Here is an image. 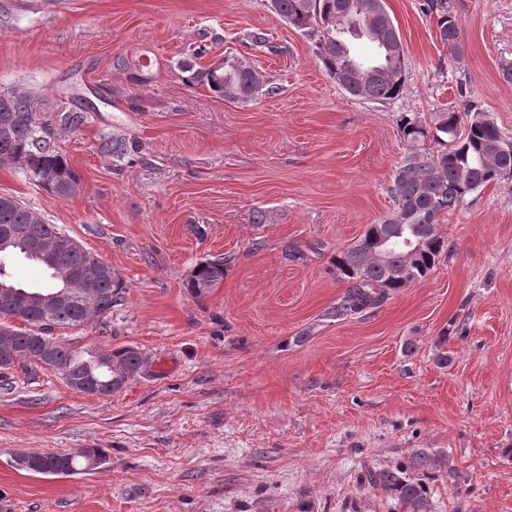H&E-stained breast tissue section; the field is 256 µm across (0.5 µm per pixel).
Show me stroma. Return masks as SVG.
<instances>
[{"label": "stroma", "mask_w": 512, "mask_h": 512, "mask_svg": "<svg viewBox=\"0 0 512 512\" xmlns=\"http://www.w3.org/2000/svg\"><path fill=\"white\" fill-rule=\"evenodd\" d=\"M422 2L385 0L406 87L371 101L268 0H0V90L33 98L82 178L62 199L0 164V194L120 284L111 313L66 342L151 359L105 397L30 362L0 373V512H407L361 477L419 452L431 512H512V181L442 218L448 253L428 279L332 314L348 287L334 259L394 209L400 114L467 101L512 136V0H461L456 66ZM202 41L272 94L189 85L181 65ZM106 136L140 151L114 164ZM224 255L223 283L188 295L197 262ZM57 448L106 458L62 477L15 464Z\"/></svg>", "instance_id": "stroma-1"}]
</instances>
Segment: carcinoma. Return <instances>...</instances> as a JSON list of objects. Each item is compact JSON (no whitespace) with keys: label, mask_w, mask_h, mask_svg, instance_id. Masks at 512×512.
Returning <instances> with one entry per match:
<instances>
[{"label":"carcinoma","mask_w":512,"mask_h":512,"mask_svg":"<svg viewBox=\"0 0 512 512\" xmlns=\"http://www.w3.org/2000/svg\"><path fill=\"white\" fill-rule=\"evenodd\" d=\"M424 11L436 18L440 41L448 48L456 64L464 58L455 6L450 0H424ZM274 13L302 31L326 73L349 95L367 100L396 99L406 82V53L400 34L387 13L383 0H277ZM353 16L363 26L362 38L376 47L373 59H361L352 52L351 43L340 32L343 20ZM188 82L207 87L214 94L248 101L263 92L264 83L251 65L238 58L224 59V66L195 68L186 63ZM400 138L406 153L396 166L389 193L395 209L387 221L368 225L359 240L336 259L339 276L349 288L333 310L336 317L360 313L382 305L389 294L404 287L391 280L386 270H405L412 281L426 280L441 254L447 251L444 237L434 227L440 216L464 206L467 199L485 187L499 182L498 170L512 167V152L499 150L503 133L491 121L480 118L479 110L464 104L438 112L432 123L405 113L398 121ZM104 155L120 162L136 151V145L124 138L107 137L100 145ZM0 164H8L28 181L59 198L76 194L81 178L66 156L51 144L47 132L36 125L30 96L16 90L0 92ZM402 225V235L412 246L386 247L380 243L389 234L388 225ZM34 225L42 233V253L51 258L66 242L63 232L27 206L10 197L0 201V257L27 256L21 228ZM47 273L40 286L16 284L0 263V351H10L16 363L33 361L39 345L51 341L55 355L47 367L62 374L84 376L94 373L112 380V393L150 366L148 355L132 346L100 348L82 352L71 348L57 335L62 329L79 328L112 312L119 284L112 267L79 247L67 266L50 267L44 260L30 258ZM80 267L85 276L74 282L68 295L54 308L28 309L24 328L9 325L18 315L19 297L33 292H48L58 278L68 276L69 268ZM224 281V258L198 263L185 288L201 299ZM102 457L100 448L88 449L77 456L56 449L37 454L43 461L42 475L72 476L86 470L87 456ZM370 484L390 492L410 512H427L425 485L405 476V468L396 466L367 473Z\"/></svg>","instance_id":"1"}]
</instances>
